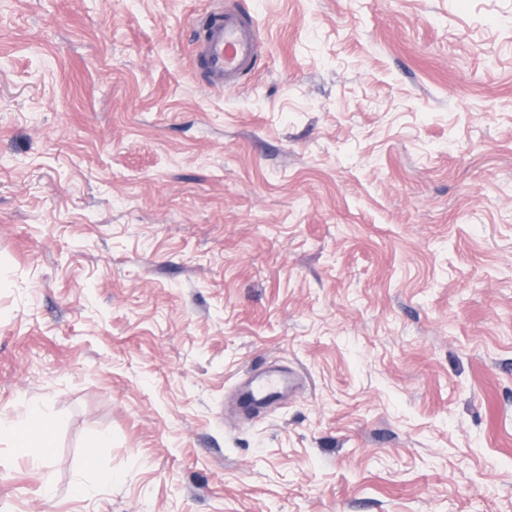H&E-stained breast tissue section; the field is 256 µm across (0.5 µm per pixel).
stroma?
Masks as SVG:
<instances>
[{
	"mask_svg": "<svg viewBox=\"0 0 512 512\" xmlns=\"http://www.w3.org/2000/svg\"><path fill=\"white\" fill-rule=\"evenodd\" d=\"M235 2L0 0V512H512V0ZM203 36L195 49V64L211 86L233 90L256 72L260 62L255 20L230 1L201 18ZM287 373L271 368L257 371L237 389L240 406L248 412L268 407L283 398L291 387ZM42 417L40 411L30 408L27 416L5 426L1 423L0 438L10 440L20 452L27 453L30 448H38L42 455H46L47 448L51 447L48 439L32 427L33 422Z\"/></svg>",
	"mask_w": 512,
	"mask_h": 512,
	"instance_id": "35a3bbf8",
	"label": "stroma"
}]
</instances>
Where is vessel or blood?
I'll return each instance as SVG.
<instances>
[{
	"mask_svg": "<svg viewBox=\"0 0 512 512\" xmlns=\"http://www.w3.org/2000/svg\"><path fill=\"white\" fill-rule=\"evenodd\" d=\"M203 36L195 49V64L209 85L227 90L256 72L260 54L255 20L230 0L201 18ZM291 387L287 373L271 368L257 371L237 389L240 406L248 412L268 407L283 398Z\"/></svg>",
	"mask_w": 512,
	"mask_h": 512,
	"instance_id": "b4317fda",
	"label": "vessel or blood"
}]
</instances>
